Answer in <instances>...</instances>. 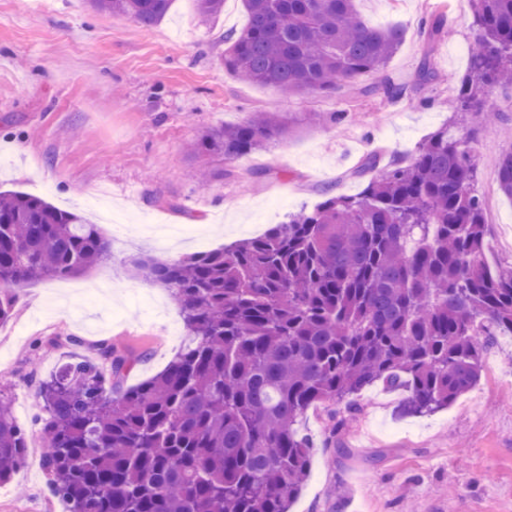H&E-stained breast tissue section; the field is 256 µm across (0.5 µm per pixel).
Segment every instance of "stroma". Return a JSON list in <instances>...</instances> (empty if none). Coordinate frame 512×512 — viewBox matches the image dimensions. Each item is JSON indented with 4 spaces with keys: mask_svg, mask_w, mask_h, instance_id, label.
<instances>
[{
    "mask_svg": "<svg viewBox=\"0 0 512 512\" xmlns=\"http://www.w3.org/2000/svg\"><path fill=\"white\" fill-rule=\"evenodd\" d=\"M372 24L404 29L385 72L408 89L392 102L340 89L286 96L237 81L224 68L226 30L242 28L240 0H224L210 25L194 0H174L157 26L98 14L84 0H0V190L21 191L85 214L89 187H106L121 214L102 227L109 256L67 279L14 289L11 319L0 326V397L8 399L30 449L0 484V512H66L48 490L44 434L35 392L67 361L93 357L109 341L134 358L128 387L152 377L182 347L183 319L170 292L137 276L141 258L186 257L250 238L312 209L322 190L354 195L356 170L377 154L380 167L408 162L451 114L469 67L471 0H355ZM444 16V35L426 44L422 24ZM439 78L417 83L424 59ZM495 128L472 143L490 232L487 250L512 267V199L495 171L512 150V86L484 99ZM276 111L291 136L239 158L234 175L200 186L197 168L226 166L218 154L188 153L214 127ZM82 339L74 347L68 337ZM404 391L382 384L357 397L360 412L330 434L326 410L306 411L299 428L312 440L309 475L290 512H512V336H498L479 383L450 407L403 413ZM346 447L349 458L336 450Z\"/></svg>",
    "mask_w": 512,
    "mask_h": 512,
    "instance_id": "35a3bbf8",
    "label": "stroma"
}]
</instances>
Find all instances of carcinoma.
Here are the masks:
<instances>
[{"instance_id":"carcinoma-1","label":"carcinoma","mask_w":512,"mask_h":512,"mask_svg":"<svg viewBox=\"0 0 512 512\" xmlns=\"http://www.w3.org/2000/svg\"><path fill=\"white\" fill-rule=\"evenodd\" d=\"M138 24L162 22L172 0H86ZM248 17L224 32V69L285 94L334 92L366 74L367 94L399 100L384 69L400 27L362 19L354 0H241ZM470 70L452 111H483L512 81V0H473ZM203 22L224 0H195ZM281 115L211 129L194 152L224 160L285 134ZM472 138L445 126L410 164H392L356 195L323 194L311 211L259 237L187 258H146L139 275L167 288L187 331L159 374L110 387L131 360L110 344L40 382L44 469L68 512H289L308 474L310 439L296 424L324 405L340 433L354 396L399 385L405 412L430 414L479 382L498 333L512 334V268L484 261L489 224L474 188ZM512 198V151L498 163ZM98 225L22 192H0V322L11 288L68 278L102 260ZM27 439L0 401V483Z\"/></svg>"}]
</instances>
